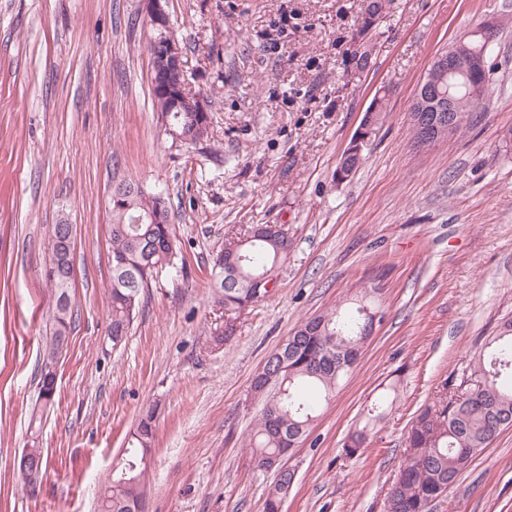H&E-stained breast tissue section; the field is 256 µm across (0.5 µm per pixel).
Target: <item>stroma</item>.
Masks as SVG:
<instances>
[{"label": "stroma", "mask_w": 512, "mask_h": 512, "mask_svg": "<svg viewBox=\"0 0 512 512\" xmlns=\"http://www.w3.org/2000/svg\"><path fill=\"white\" fill-rule=\"evenodd\" d=\"M369 3L170 0L189 88L210 105L207 137L185 146L152 103L142 0H0V512H97L151 405L145 512H264L275 475L245 447L252 378L303 320L370 286L383 320L311 440L285 458L296 482L282 512H384L417 414L457 390L467 351L512 319V0H391L360 70ZM489 17L499 32L480 120L415 148L418 84ZM378 98L363 159L337 182ZM128 181L165 193L184 264L152 280L116 348L110 198ZM57 224L74 227V324L44 410ZM252 224L282 225L291 249L274 295L240 311L225 342L216 259ZM394 379L392 413L346 457V435ZM32 443L48 460L33 494L17 471ZM430 512H512V429Z\"/></svg>", "instance_id": "1"}]
</instances>
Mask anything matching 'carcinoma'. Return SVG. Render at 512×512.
I'll use <instances>...</instances> for the list:
<instances>
[{"label":"carcinoma","mask_w":512,"mask_h":512,"mask_svg":"<svg viewBox=\"0 0 512 512\" xmlns=\"http://www.w3.org/2000/svg\"><path fill=\"white\" fill-rule=\"evenodd\" d=\"M471 82L460 77L438 91L450 94L459 112L457 134L472 128L464 115L475 112L468 98ZM169 213L166 198L157 192L135 191L112 206V281L109 288L112 345L125 341L139 308L140 297L158 269L176 267L175 227L170 223L150 224L141 220L148 210ZM290 244L281 228H271L255 237L246 229L235 251L219 257L217 301L224 312L236 313L272 296L257 288L262 276L276 281L275 270L287 257ZM370 288L362 293L356 308L340 312L326 310L303 321L286 338L280 353H272L264 364L265 377L251 383L253 394L262 401L260 413L247 436V448L259 464L277 472L269 488L265 512H281L293 487L292 474L281 475L274 466L286 450L290 437L304 442L320 416V401H330L340 381L360 359L373 325L360 310L375 311ZM73 317L72 303L53 308V331L47 337L41 363L38 398L43 406L53 404L55 365L68 338ZM470 378L480 387L460 393L451 404L434 403L417 415L407 437V448L399 473L387 496L386 512H430V505L456 484L476 457L500 432L512 428V320L475 352L468 364ZM396 386L371 405L366 417L348 433L343 452L359 454L375 426L392 408ZM155 410L142 414L124 451L125 464L110 473L103 485L99 512H144L145 479L154 442Z\"/></svg>","instance_id":"1"}]
</instances>
